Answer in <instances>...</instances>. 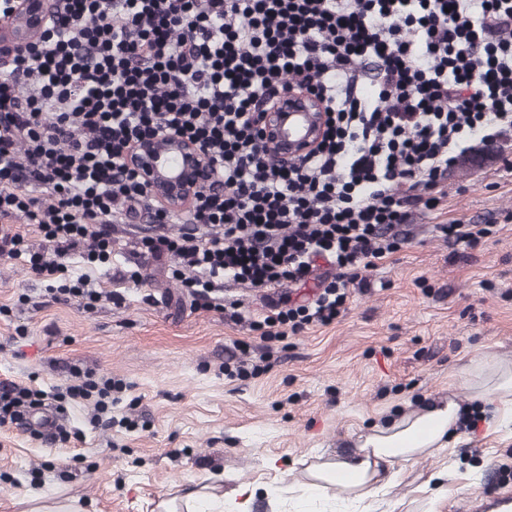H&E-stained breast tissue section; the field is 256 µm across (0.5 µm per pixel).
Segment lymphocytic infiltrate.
Listing matches in <instances>:
<instances>
[{
	"mask_svg": "<svg viewBox=\"0 0 512 512\" xmlns=\"http://www.w3.org/2000/svg\"><path fill=\"white\" fill-rule=\"evenodd\" d=\"M280 88L325 116L315 148L290 160L263 134ZM165 133L197 144L213 174L179 226L125 161ZM510 133L512 0H56L0 90V257L88 309L118 225L144 219L134 252L173 259L194 307H215L229 282L280 290L248 322L278 342L343 317L351 286L402 249L411 212L443 211L458 158ZM74 252L86 274L71 273ZM318 257L331 273L292 303ZM126 388L79 368L51 393L1 382L0 427L50 399L55 440L70 439L78 400L108 429Z\"/></svg>",
	"mask_w": 512,
	"mask_h": 512,
	"instance_id": "1",
	"label": "lymphocytic infiltrate"
}]
</instances>
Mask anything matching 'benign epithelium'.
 Returning <instances> with one entry per match:
<instances>
[{
    "label": "benign epithelium",
    "mask_w": 512,
    "mask_h": 512,
    "mask_svg": "<svg viewBox=\"0 0 512 512\" xmlns=\"http://www.w3.org/2000/svg\"><path fill=\"white\" fill-rule=\"evenodd\" d=\"M53 0H17L15 11L0 18V29L17 27L27 18L36 24H45L52 12ZM288 95V113L271 115L264 128L266 138L289 150L309 152L314 146L316 131L324 119L314 99ZM152 196L175 207L197 189L208 185L213 176L202 160L196 146L169 134L138 147L129 157Z\"/></svg>",
    "instance_id": "1"
}]
</instances>
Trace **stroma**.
<instances>
[{"label": "stroma", "mask_w": 512, "mask_h": 512, "mask_svg": "<svg viewBox=\"0 0 512 512\" xmlns=\"http://www.w3.org/2000/svg\"><path fill=\"white\" fill-rule=\"evenodd\" d=\"M512 138L478 146L448 173L442 216L413 213L411 243L370 271L346 315L274 343L265 354L256 333L220 310H196L164 262H139L123 246L110 266L90 273L122 306L101 301L44 304L48 282L23 260L0 258V382L45 391L68 383L69 366L124 380L112 407L130 428L93 427L80 402L68 409L79 438L52 445L16 427L0 428V512L32 503L79 502L85 512H157L184 507L187 489L254 494L252 512H294V489L309 468L357 448L359 435L450 400L472 406L473 359L495 354L512 368ZM492 224L493 237L447 246L435 221ZM142 267V283L126 278ZM268 355V368L225 379L239 357ZM512 429L470 415L459 439L403 467L372 512H426L431 477L454 475L437 512H453L512 489L501 465ZM481 488L468 494L464 485Z\"/></svg>", "instance_id": "35a3bbf8"}]
</instances>
